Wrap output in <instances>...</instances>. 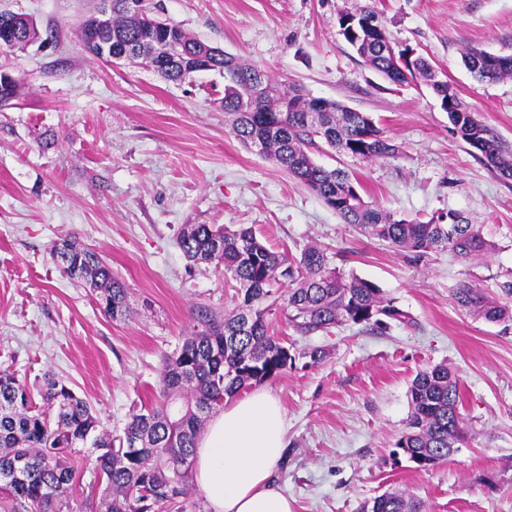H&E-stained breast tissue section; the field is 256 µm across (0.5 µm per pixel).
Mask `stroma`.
Masks as SVG:
<instances>
[{"label":"stroma","instance_id":"stroma-1","mask_svg":"<svg viewBox=\"0 0 512 512\" xmlns=\"http://www.w3.org/2000/svg\"><path fill=\"white\" fill-rule=\"evenodd\" d=\"M159 15L278 82L369 115L398 156L362 161L320 145L313 158L358 175L364 196L395 216L464 213L493 251L464 261L421 260L343 223L286 171L245 148L221 107L213 72L173 84L141 62L112 66L88 54L79 24L97 0H0L33 17L48 40L0 49V74L17 94L0 105V368L40 388L63 379L121 433L150 402L164 355L196 324L198 307L234 309L236 283L222 266L193 263L187 224L252 228L293 255L325 248L331 263L380 288L409 315L389 328L343 324L304 336L317 365L297 359L266 382L281 402L287 448L277 481L294 512H359L387 491L425 512H512V323L466 313L454 301L469 283L495 296L512 280V178L501 177L454 131L424 83L395 84L365 65L337 18L374 6L396 45L430 60L462 102L512 153V77L481 82L466 49L512 55V0H152ZM77 238L125 284L132 310L115 321L88 288L51 261ZM445 364L463 392L465 441L427 471L389 454L406 429L416 374ZM73 512H102L90 459L75 463Z\"/></svg>","mask_w":512,"mask_h":512}]
</instances>
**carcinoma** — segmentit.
Instances as JSON below:
<instances>
[{"mask_svg": "<svg viewBox=\"0 0 512 512\" xmlns=\"http://www.w3.org/2000/svg\"><path fill=\"white\" fill-rule=\"evenodd\" d=\"M143 8L133 17L124 0H112L106 21L88 17L81 27L85 50L98 54L97 46L89 43L97 26L123 60H139L167 81L181 83L187 74H219L224 78L221 105L242 144L259 143L261 156L305 186L344 223L399 251L422 258L448 250L466 260L493 250V242L461 212L450 210L427 220L396 219L365 200L354 173L314 162L310 149L318 139L365 160L395 157L399 146L370 117L335 101L311 98L293 86L276 89L262 70L178 24L156 27L151 0H143ZM371 20L378 21L371 7L339 19L344 38L364 63L394 83L420 79L441 99L456 132L480 152L486 165L512 177V155L464 108L455 88L438 79L424 57L407 67L399 64L383 48L381 37L365 26ZM167 38L179 41L183 50L159 69L155 46ZM463 62L482 81L512 76L511 55L492 63L487 53L469 49ZM179 243L188 260L221 265L231 275L237 283L235 309L228 314L199 310L194 332L163 359L158 399L132 414L119 435L107 431L93 406L63 380L45 379L40 406L26 379L0 369V512H72L76 469L71 460L86 448L96 454L106 512H202L191 500L190 457L208 416L225 398L275 380L295 364L296 355L267 319L283 280L288 281L286 325L303 335L345 322L380 328L409 319L376 285L331 266L328 255L315 246L289 257L267 247L250 228L216 224L185 226ZM50 255L70 279L89 288L106 316L126 319L128 289L100 253L70 237L55 242ZM501 293L504 302L464 284L454 299L487 321L509 322L512 281L502 284ZM410 401L407 430L393 455L402 453L416 468L428 470L445 462L464 438L459 379L446 364L422 370L412 381ZM362 512H423V505L385 492L365 503Z\"/></svg>", "mask_w": 512, "mask_h": 512, "instance_id": "carcinoma-1", "label": "carcinoma"}]
</instances>
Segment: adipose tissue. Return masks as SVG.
Segmentation results:
<instances>
[{"label": "adipose tissue", "instance_id": "adipose-tissue-1", "mask_svg": "<svg viewBox=\"0 0 512 512\" xmlns=\"http://www.w3.org/2000/svg\"><path fill=\"white\" fill-rule=\"evenodd\" d=\"M286 446L284 410L269 390L225 399L193 458L194 478L210 512H294L275 482Z\"/></svg>", "mask_w": 512, "mask_h": 512}]
</instances>
